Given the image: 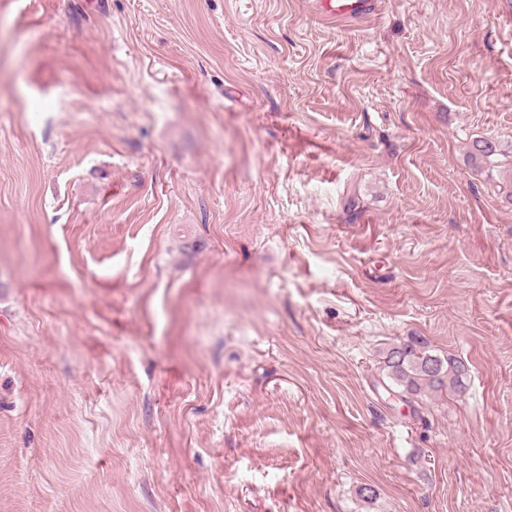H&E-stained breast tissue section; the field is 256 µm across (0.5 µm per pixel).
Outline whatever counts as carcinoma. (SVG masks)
Here are the masks:
<instances>
[{
	"instance_id": "1",
	"label": "carcinoma",
	"mask_w": 512,
	"mask_h": 512,
	"mask_svg": "<svg viewBox=\"0 0 512 512\" xmlns=\"http://www.w3.org/2000/svg\"><path fill=\"white\" fill-rule=\"evenodd\" d=\"M504 155L503 145L491 139H476L468 147L471 162L488 172L501 167L500 157ZM383 364L387 388L408 400L447 388L460 391L468 373L463 360L433 355L410 344L390 347L383 356Z\"/></svg>"
}]
</instances>
